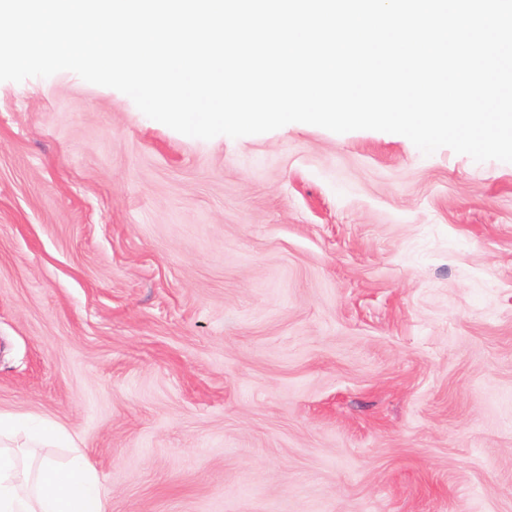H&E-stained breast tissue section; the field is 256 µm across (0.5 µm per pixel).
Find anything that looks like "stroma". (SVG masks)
Returning a JSON list of instances; mask_svg holds the SVG:
<instances>
[{
  "label": "stroma",
  "mask_w": 512,
  "mask_h": 512,
  "mask_svg": "<svg viewBox=\"0 0 512 512\" xmlns=\"http://www.w3.org/2000/svg\"><path fill=\"white\" fill-rule=\"evenodd\" d=\"M0 412L106 512H512V163L0 82Z\"/></svg>",
  "instance_id": "stroma-1"
}]
</instances>
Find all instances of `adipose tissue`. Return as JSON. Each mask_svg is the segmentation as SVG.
<instances>
[{
  "label": "adipose tissue",
  "instance_id": "obj_1",
  "mask_svg": "<svg viewBox=\"0 0 512 512\" xmlns=\"http://www.w3.org/2000/svg\"><path fill=\"white\" fill-rule=\"evenodd\" d=\"M25 431L30 445L66 439L51 421L0 413V512H105L96 490L98 476L81 458L58 466L44 458L37 466L23 463L12 438Z\"/></svg>",
  "mask_w": 512,
  "mask_h": 512
}]
</instances>
